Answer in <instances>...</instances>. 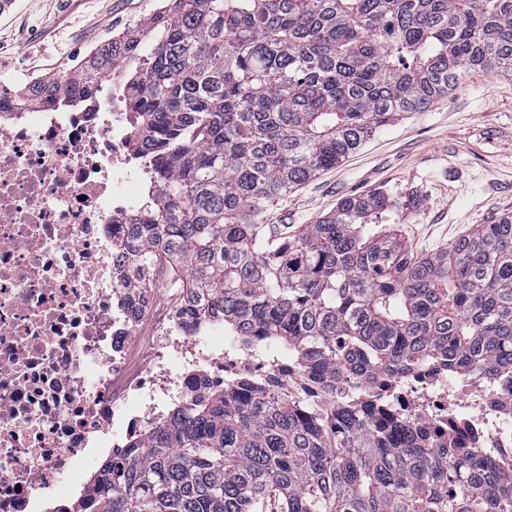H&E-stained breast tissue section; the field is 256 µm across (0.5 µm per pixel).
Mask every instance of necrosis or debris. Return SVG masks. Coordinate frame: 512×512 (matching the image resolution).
I'll return each instance as SVG.
<instances>
[{
  "label": "necrosis or debris",
  "instance_id": "necrosis-or-debris-1",
  "mask_svg": "<svg viewBox=\"0 0 512 512\" xmlns=\"http://www.w3.org/2000/svg\"><path fill=\"white\" fill-rule=\"evenodd\" d=\"M120 99L15 111L0 99V512H49L88 498L85 477L160 424L186 388L248 383L328 407L325 383L296 361L242 345L220 321L187 322L163 261L149 287L118 279L116 242L147 204L149 157ZM362 412L407 419L512 463V380L446 366L336 384Z\"/></svg>",
  "mask_w": 512,
  "mask_h": 512
}]
</instances>
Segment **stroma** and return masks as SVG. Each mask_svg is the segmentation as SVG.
I'll list each match as a JSON object with an SVG mask.
<instances>
[{"label": "stroma", "mask_w": 512, "mask_h": 512, "mask_svg": "<svg viewBox=\"0 0 512 512\" xmlns=\"http://www.w3.org/2000/svg\"><path fill=\"white\" fill-rule=\"evenodd\" d=\"M161 0H13L0 12V90L17 69L41 77L79 65L92 48L145 20ZM388 189L412 255L432 254L479 224L512 213V76L465 80L448 97L408 112L338 166L275 201L269 224H314L346 197Z\"/></svg>", "instance_id": "obj_1"}]
</instances>
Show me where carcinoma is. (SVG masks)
<instances>
[{"mask_svg":"<svg viewBox=\"0 0 512 512\" xmlns=\"http://www.w3.org/2000/svg\"><path fill=\"white\" fill-rule=\"evenodd\" d=\"M66 74L10 91L76 103L115 66L161 191L121 272L164 252L196 309L325 376L512 375V214L421 259L388 191L266 224L289 191L472 73H512V0H164ZM77 512H512V466L355 405L240 387L179 402L107 461Z\"/></svg>","mask_w":512,"mask_h":512,"instance_id":"obj_1","label":"carcinoma"}]
</instances>
